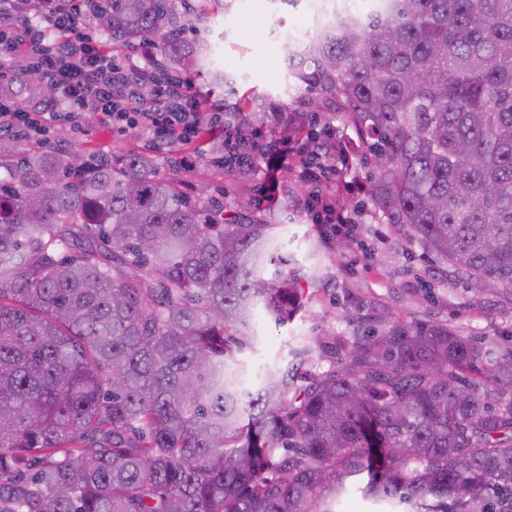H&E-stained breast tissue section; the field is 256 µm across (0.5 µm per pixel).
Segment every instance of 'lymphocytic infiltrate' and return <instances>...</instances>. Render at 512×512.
Instances as JSON below:
<instances>
[{
  "label": "lymphocytic infiltrate",
  "mask_w": 512,
  "mask_h": 512,
  "mask_svg": "<svg viewBox=\"0 0 512 512\" xmlns=\"http://www.w3.org/2000/svg\"><path fill=\"white\" fill-rule=\"evenodd\" d=\"M78 0H0V134L55 130L81 134L93 112L118 131L138 127L159 142L185 149L173 163H194L203 140L200 116L210 113L212 135L224 131L223 113L194 90L188 79L176 83L154 76V42L139 45L134 58L118 62ZM38 72L52 93L30 101L14 88Z\"/></svg>",
  "instance_id": "lymphocytic-infiltrate-1"
}]
</instances>
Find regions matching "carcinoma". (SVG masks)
Masks as SVG:
<instances>
[{
	"label": "carcinoma",
	"instance_id": "carcinoma-1",
	"mask_svg": "<svg viewBox=\"0 0 512 512\" xmlns=\"http://www.w3.org/2000/svg\"><path fill=\"white\" fill-rule=\"evenodd\" d=\"M84 2L112 48L151 40L159 71L224 82L208 35L233 0ZM288 67L373 157L374 210L447 277L512 297V0H380ZM262 125L250 110L238 140ZM5 165L0 512H337L352 492L377 512H512V337L352 314L243 390L255 308L304 307L305 277L266 275L290 262L274 208L230 222L147 153Z\"/></svg>",
	"mask_w": 512,
	"mask_h": 512
}]
</instances>
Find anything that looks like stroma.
Listing matches in <instances>:
<instances>
[{"label":"stroma","mask_w":512,"mask_h":512,"mask_svg":"<svg viewBox=\"0 0 512 512\" xmlns=\"http://www.w3.org/2000/svg\"><path fill=\"white\" fill-rule=\"evenodd\" d=\"M309 17L310 0H300L294 8L284 7L279 0H235L231 11L215 13L211 22L215 65L224 70L227 81L216 85L208 75L195 73L191 76L195 91L223 109L254 95L275 102L281 112L306 111L312 91L290 72L284 43ZM44 149L67 158L155 151L148 135L136 129L112 131L94 116L88 117L79 136L62 130L47 143L11 140V150L18 155ZM211 150V144H200L194 165L168 168L160 164L156 171L179 180L187 198L219 199L225 216L237 215L238 201L256 197L267 162L256 159V172L241 173L211 165ZM276 177L278 232L286 243V254L310 279L305 283V307L290 323L279 326L265 312L256 313L246 344L237 354L246 387L257 386V375L265 367H290L294 349L308 337L347 331L341 313L362 306L387 305L403 315L442 319L477 336L512 334V301L492 293L474 295L464 280L446 281L437 263L410 240L405 227L373 211L368 194L351 195L363 214L358 240L343 247L338 238L323 236L315 224L309 209V183L298 181L285 163ZM318 234L323 248L314 257L307 253L305 239Z\"/></svg>","instance_id":"stroma-1"}]
</instances>
